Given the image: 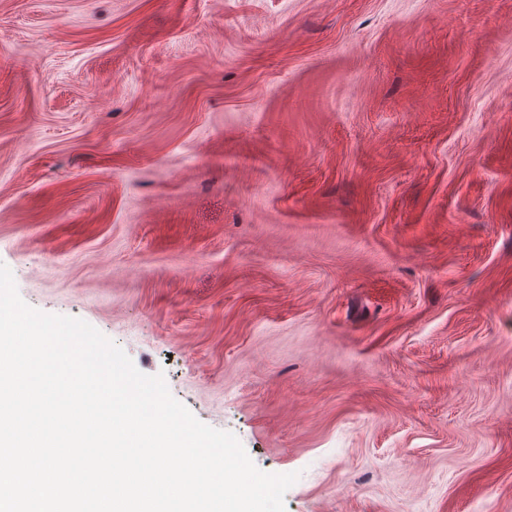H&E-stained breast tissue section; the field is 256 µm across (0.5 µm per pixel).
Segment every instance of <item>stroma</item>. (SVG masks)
Here are the masks:
<instances>
[{
  "instance_id": "35a3bbf8",
  "label": "stroma",
  "mask_w": 512,
  "mask_h": 512,
  "mask_svg": "<svg viewBox=\"0 0 512 512\" xmlns=\"http://www.w3.org/2000/svg\"><path fill=\"white\" fill-rule=\"evenodd\" d=\"M0 263L285 512H512V0H0Z\"/></svg>"
}]
</instances>
